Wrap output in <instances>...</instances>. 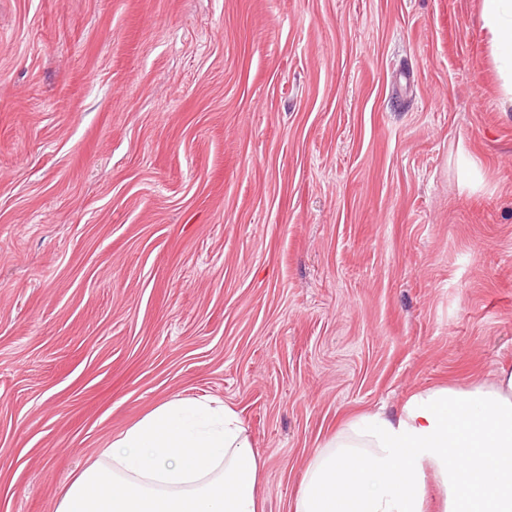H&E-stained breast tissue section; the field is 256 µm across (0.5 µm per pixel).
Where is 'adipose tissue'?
<instances>
[{"label": "adipose tissue", "instance_id": "adipose-tissue-1", "mask_svg": "<svg viewBox=\"0 0 512 512\" xmlns=\"http://www.w3.org/2000/svg\"><path fill=\"white\" fill-rule=\"evenodd\" d=\"M512 95V0H482ZM260 463L234 409L166 401L122 432L64 489L57 512H263ZM512 512V366L492 385L412 394L397 415L348 421L309 460L294 512Z\"/></svg>", "mask_w": 512, "mask_h": 512}]
</instances>
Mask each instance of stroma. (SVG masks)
<instances>
[{
  "mask_svg": "<svg viewBox=\"0 0 512 512\" xmlns=\"http://www.w3.org/2000/svg\"><path fill=\"white\" fill-rule=\"evenodd\" d=\"M481 0H0V512L173 398L265 512L350 418L512 364Z\"/></svg>",
  "mask_w": 512,
  "mask_h": 512,
  "instance_id": "1",
  "label": "stroma"
}]
</instances>
